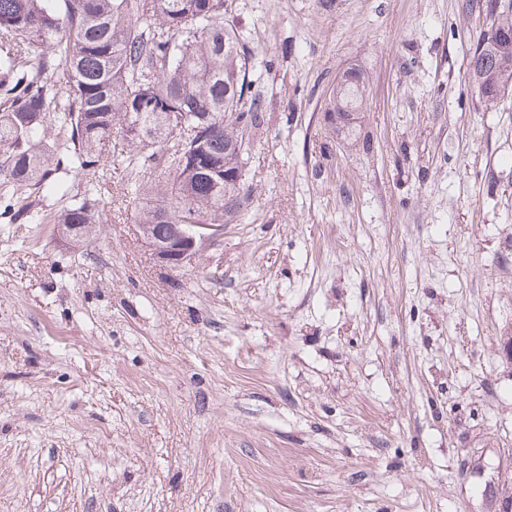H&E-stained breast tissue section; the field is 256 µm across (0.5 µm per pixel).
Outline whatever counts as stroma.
I'll use <instances>...</instances> for the list:
<instances>
[{
	"instance_id": "stroma-1",
	"label": "stroma",
	"mask_w": 512,
	"mask_h": 512,
	"mask_svg": "<svg viewBox=\"0 0 512 512\" xmlns=\"http://www.w3.org/2000/svg\"><path fill=\"white\" fill-rule=\"evenodd\" d=\"M466 2L234 0L253 203L185 269L123 169L96 240L51 222L82 174L0 223V512H512V95L472 93ZM357 69V67L352 66L339 75L330 92L326 112L323 114L325 124L333 134H336L337 139H342V137L349 139L350 130L360 122V114L364 104L355 108L345 106L348 104L358 105L362 102L367 92V79L365 76L354 78L352 82L349 81L348 76H357L359 74ZM344 90L342 100L341 96Z\"/></svg>"
}]
</instances>
